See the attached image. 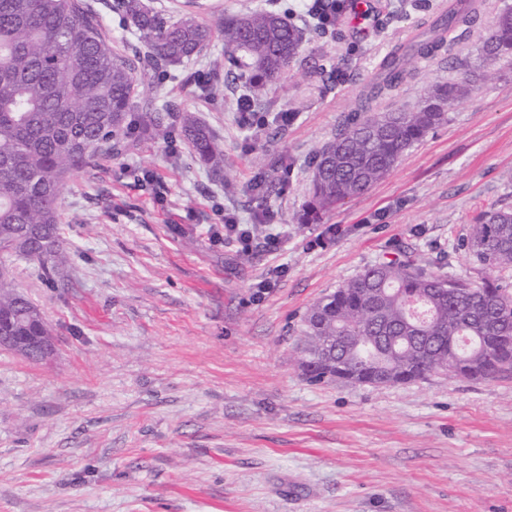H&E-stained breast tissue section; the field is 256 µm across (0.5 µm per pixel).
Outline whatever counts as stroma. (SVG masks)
<instances>
[{
	"label": "stroma",
	"mask_w": 512,
	"mask_h": 512,
	"mask_svg": "<svg viewBox=\"0 0 512 512\" xmlns=\"http://www.w3.org/2000/svg\"><path fill=\"white\" fill-rule=\"evenodd\" d=\"M113 50L139 42L114 0H83ZM370 0L343 38H310L262 106L293 112L284 138L241 127L242 81L224 77L215 38L176 79L134 101L195 113L224 145V177L185 143L125 140L101 166L74 173L59 196L67 261L57 283L10 258L13 284L44 314L53 354L0 348V512H512V373L444 374L386 386L313 382L299 366L306 311L367 266L409 255L420 264L512 289L463 247L489 206L512 209V61L489 68L447 124L404 154L366 193L299 216L309 162L357 109L398 44L414 40L449 0ZM454 59L411 57L415 78L374 111L414 109L454 80L500 9ZM336 68L311 84L310 62ZM223 107L201 95L198 76ZM294 161L272 210L288 240L250 252L224 239L215 204L242 219L265 152Z\"/></svg>",
	"instance_id": "35a3bbf8"
}]
</instances>
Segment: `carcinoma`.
<instances>
[{
    "mask_svg": "<svg viewBox=\"0 0 512 512\" xmlns=\"http://www.w3.org/2000/svg\"><path fill=\"white\" fill-rule=\"evenodd\" d=\"M153 64L152 79L175 78L174 69L197 57L215 34L224 38V73L249 72L247 95L258 99L301 55L305 33L294 11L231 15L211 24L192 11L168 15L143 0H120ZM483 0H454L424 39L401 44L383 60L359 112L343 116L336 134L312 161V200L304 220L361 195L404 153L448 122V108L469 94L470 67L438 84L412 112H370L369 102L413 77L406 57L450 56L453 33L475 27ZM481 62L512 59V8L497 17L479 48ZM138 71L112 51L101 23L80 0H0V255L20 256L55 272L65 259L57 208L66 177L96 168L103 145L120 144L133 124L138 135L170 136L169 113L145 106L132 115ZM179 135L212 175L224 174V146L196 117H178ZM269 175L251 191L269 205L285 190L293 162L266 155ZM490 270L512 269V210L484 211L466 241ZM0 317L32 309L24 294L3 286ZM300 365L309 379L336 378L374 386L448 372L467 379L512 371V292L490 279L480 284L432 271L410 257L366 268L304 317Z\"/></svg>",
    "mask_w": 512,
    "mask_h": 512,
    "instance_id": "1",
    "label": "carcinoma"
}]
</instances>
